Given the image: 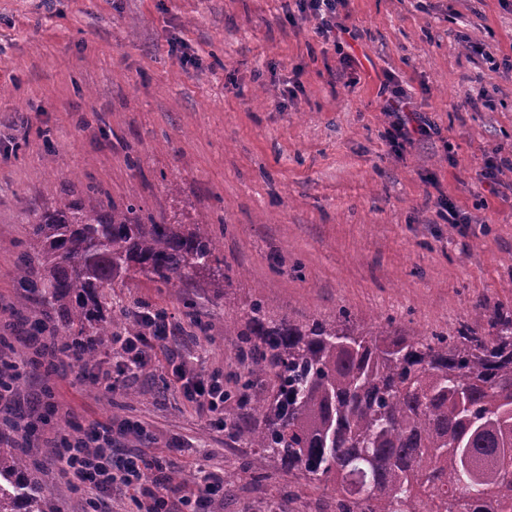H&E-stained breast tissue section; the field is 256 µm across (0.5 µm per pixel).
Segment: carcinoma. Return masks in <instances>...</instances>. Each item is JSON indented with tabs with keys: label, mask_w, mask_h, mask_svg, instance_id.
Here are the masks:
<instances>
[{
	"label": "carcinoma",
	"mask_w": 512,
	"mask_h": 512,
	"mask_svg": "<svg viewBox=\"0 0 512 512\" xmlns=\"http://www.w3.org/2000/svg\"><path fill=\"white\" fill-rule=\"evenodd\" d=\"M27 224L22 297L55 312L61 349L87 363L114 336L106 289L119 278L199 275L228 294L205 224L145 220L133 200L88 206L68 190ZM489 327L429 335L345 312L298 324L255 299L224 335L240 337L243 389L271 391L254 401V426L231 429L335 496L337 512H512V471L498 460L512 448V316ZM0 512H59L17 448H0Z\"/></svg>",
	"instance_id": "carcinoma-1"
}]
</instances>
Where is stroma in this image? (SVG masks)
I'll use <instances>...</instances> for the list:
<instances>
[{
    "label": "stroma",
    "instance_id": "35a3bbf8",
    "mask_svg": "<svg viewBox=\"0 0 512 512\" xmlns=\"http://www.w3.org/2000/svg\"><path fill=\"white\" fill-rule=\"evenodd\" d=\"M339 16L353 32L340 52L297 0H0V356L19 367L0 446L23 450L60 512L89 509L55 469L56 439L129 422L140 430L115 436V459L166 460L186 477L172 501L203 469L234 476L210 512H336L179 389L182 365L237 391L245 369L224 322L253 299L300 323L344 309L429 333L512 315V0H346ZM344 52L359 66L340 65ZM386 72L439 130L400 154L378 95ZM287 81L299 84L288 100ZM468 94L483 106L462 107ZM491 156L492 189L476 178ZM66 189L209 225L232 276L225 299L200 277L116 280L112 312L146 301L182 331L114 389L66 357L33 362L25 341L27 217ZM441 198L467 223H449Z\"/></svg>",
    "mask_w": 512,
    "mask_h": 512
}]
</instances>
